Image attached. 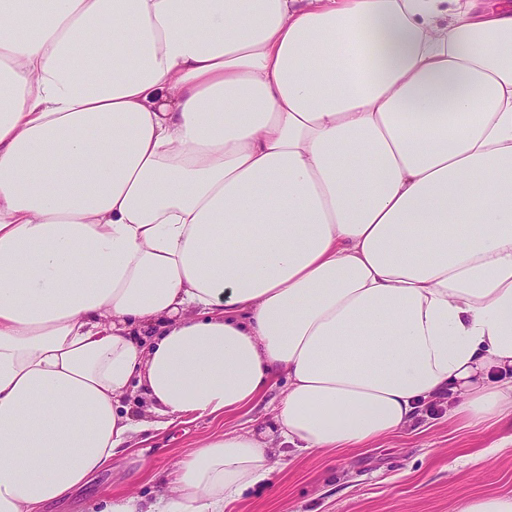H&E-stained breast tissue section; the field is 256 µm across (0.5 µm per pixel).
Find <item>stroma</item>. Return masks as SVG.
<instances>
[{
    "label": "stroma",
    "instance_id": "stroma-1",
    "mask_svg": "<svg viewBox=\"0 0 512 512\" xmlns=\"http://www.w3.org/2000/svg\"><path fill=\"white\" fill-rule=\"evenodd\" d=\"M283 385L270 388L251 408L233 415L188 417L127 449L111 465L49 512H89L97 500L121 493L155 500L162 481L179 460L224 429L248 428L270 420ZM512 435V420L468 427L449 419L448 408L433 406L417 428L368 448L347 452L293 453L291 462L256 487L231 512H453L462 500L512 496V447L492 465L475 471L473 456Z\"/></svg>",
    "mask_w": 512,
    "mask_h": 512
}]
</instances>
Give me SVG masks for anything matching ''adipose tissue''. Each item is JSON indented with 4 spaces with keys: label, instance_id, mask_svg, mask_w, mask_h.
I'll return each instance as SVG.
<instances>
[{
    "label": "adipose tissue",
    "instance_id": "obj_1",
    "mask_svg": "<svg viewBox=\"0 0 512 512\" xmlns=\"http://www.w3.org/2000/svg\"><path fill=\"white\" fill-rule=\"evenodd\" d=\"M281 375L93 512L512 416V0H0V512Z\"/></svg>",
    "mask_w": 512,
    "mask_h": 512
}]
</instances>
